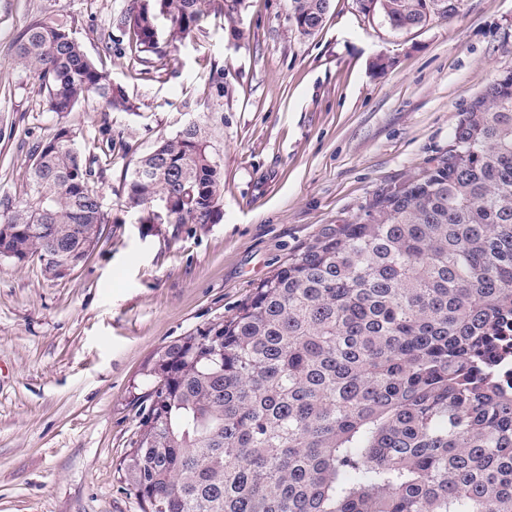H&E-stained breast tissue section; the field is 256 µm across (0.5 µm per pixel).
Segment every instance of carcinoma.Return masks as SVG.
Returning a JSON list of instances; mask_svg holds the SVG:
<instances>
[{"label": "carcinoma", "mask_w": 512, "mask_h": 512, "mask_svg": "<svg viewBox=\"0 0 512 512\" xmlns=\"http://www.w3.org/2000/svg\"><path fill=\"white\" fill-rule=\"evenodd\" d=\"M244 0H136L129 47L176 48L210 16L244 39ZM394 30L457 17L464 0H355ZM308 36L332 0H288ZM48 110L132 112L107 63L62 15L19 36ZM59 126L32 150L25 197L0 198L8 259L66 245L73 270L112 223L95 155ZM143 224H216L224 171L210 116L159 141L124 177ZM512 327V69L463 113L436 164L318 236L227 319L180 336L146 372L122 462L142 512H512V387L492 350Z\"/></svg>", "instance_id": "obj_1"}]
</instances>
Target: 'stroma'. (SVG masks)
Segmentation results:
<instances>
[{
    "instance_id": "35a3bbf8",
    "label": "stroma",
    "mask_w": 512,
    "mask_h": 512,
    "mask_svg": "<svg viewBox=\"0 0 512 512\" xmlns=\"http://www.w3.org/2000/svg\"><path fill=\"white\" fill-rule=\"evenodd\" d=\"M130 3L0 0V196H23L29 149L58 124L83 152L112 142L100 184L112 222L89 259L55 280L38 260L0 259V512H142L120 463L155 352L231 316L290 255L433 166L463 113L512 69V0H465L452 21L410 30L333 0L309 36L290 25L288 0H244V40L208 19L150 65L111 26ZM54 14L90 56L111 51L135 111H47L15 44ZM380 56L387 71L373 66ZM210 103L221 221L138 223L126 170Z\"/></svg>"
}]
</instances>
